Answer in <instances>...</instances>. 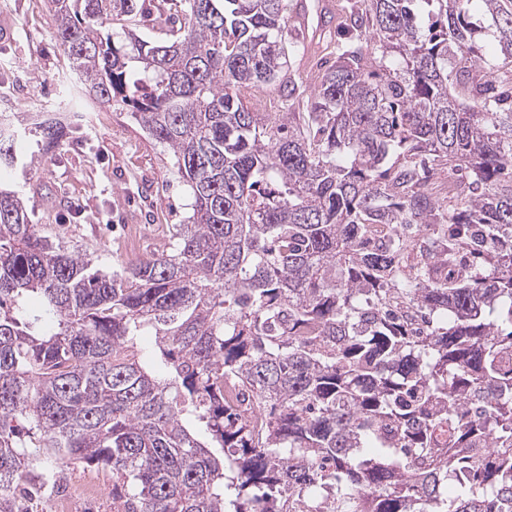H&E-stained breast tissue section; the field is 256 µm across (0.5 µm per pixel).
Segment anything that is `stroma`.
Masks as SVG:
<instances>
[{
	"mask_svg": "<svg viewBox=\"0 0 512 512\" xmlns=\"http://www.w3.org/2000/svg\"><path fill=\"white\" fill-rule=\"evenodd\" d=\"M52 26L48 0H0V57L11 61L0 69V113L60 102L69 60ZM0 183L25 199L32 223L49 235L65 230L69 248L106 272L126 261L127 225L142 226L146 257L168 244L172 226L189 213L173 155L113 108L105 124L78 128L32 166L1 171Z\"/></svg>",
	"mask_w": 512,
	"mask_h": 512,
	"instance_id": "obj_1",
	"label": "stroma"
}]
</instances>
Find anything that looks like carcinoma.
<instances>
[{
	"label": "carcinoma",
	"mask_w": 512,
	"mask_h": 512,
	"mask_svg": "<svg viewBox=\"0 0 512 512\" xmlns=\"http://www.w3.org/2000/svg\"><path fill=\"white\" fill-rule=\"evenodd\" d=\"M50 10L192 214L109 274L0 187V512L80 464L113 512H512V0H358L310 89L288 0ZM26 134L69 126L1 112L0 166ZM65 481L79 485L86 480H95L103 486L102 494L94 501L88 512H113L112 509V473L97 469L95 466L81 465L67 468Z\"/></svg>",
	"instance_id": "1"
}]
</instances>
